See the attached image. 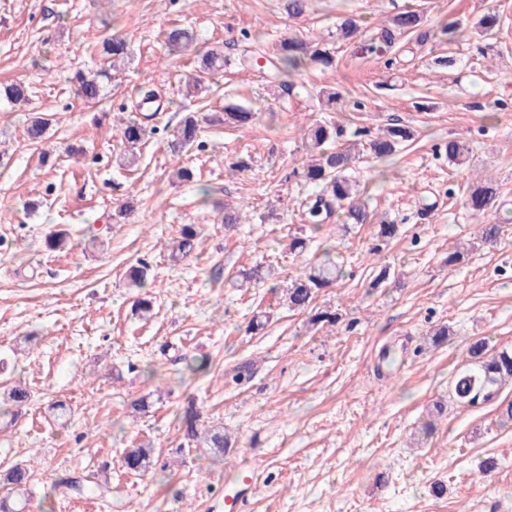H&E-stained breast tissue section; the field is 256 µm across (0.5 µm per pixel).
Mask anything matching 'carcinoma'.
<instances>
[{"label": "carcinoma", "instance_id": "1", "mask_svg": "<svg viewBox=\"0 0 512 512\" xmlns=\"http://www.w3.org/2000/svg\"><path fill=\"white\" fill-rule=\"evenodd\" d=\"M411 34L416 41L424 43L429 40V31L423 29V17L415 10H405L397 13L387 23L376 27L375 34L360 47L362 54L372 58L385 59L390 64L393 59L388 57L395 47L398 37ZM164 43L170 52H181L191 48L200 57L199 75L193 76L186 82V95L199 90L204 84V75H214L229 65V59L224 57V51L214 47H194L196 37L187 28L175 26L162 32ZM102 55L107 57L109 67L87 73L79 71L75 75V91L79 97L96 102L103 97L104 81L112 80L111 71L117 69V62L125 60L128 55L124 40L114 37L102 43ZM263 59L269 68L279 77L283 73H293L311 64L322 69L336 68L335 51L323 44L308 42L296 34L280 37L273 49L267 50L257 44L255 47L243 50L238 57V65L251 66L257 59ZM10 104H19L28 99L27 88L22 83H12L0 86V99ZM316 98L322 112L336 111V105L342 94L335 88H323L316 92ZM256 113L244 107L228 104L224 106L223 115L216 121L227 125L244 127L251 124ZM48 120L35 116L26 128L27 138L32 143L45 140L48 131ZM346 130L343 125L332 121L317 119L307 129L309 156L301 163V177L312 186L313 192L301 202L302 215L311 230L326 223L331 216L343 214L344 224H367L371 222L370 214L356 178L352 175L355 163L364 153L374 159L384 160L401 149L414 137V130L401 123L387 126L379 136L361 145L345 138ZM147 127L139 119L127 121L120 129V140L126 145L124 164L132 166L138 161L135 148L145 140ZM199 136V124L195 115L188 113L181 121L174 140L171 142L172 153L177 154L195 145ZM448 162L458 164L469 153L466 143L459 138H450L444 144ZM499 198L497 185L492 182H472L468 184L462 205L474 216L483 214L495 205ZM399 233V225L385 220H378L376 240L379 244L371 251H380V244L387 242ZM198 236L196 228L186 225L181 230L180 239L173 243L175 253L187 254L194 248ZM345 276L344 269L330 254V248H325L322 256L313 261H306L300 271L280 285L273 281L274 269L257 264L239 273L235 280L237 287L249 288L257 284L270 283V288H283L288 308L294 311H306L312 307L320 290L329 287ZM470 358L478 365V370L462 373L454 386L459 403L473 406L479 402H487L496 397L501 386L512 380V351L502 350L489 353L483 341H475L468 348ZM200 413L194 400L190 399L180 409V423L184 441L179 452L185 449H200L202 453L210 452L217 457L231 447L228 437L224 436L222 427L217 426L207 431H200L198 421ZM154 465L153 449L143 445L124 449L122 456L123 468L132 474L142 475ZM30 467L22 462L13 463L0 469V484L13 490L25 491L31 480ZM101 484L95 477L65 476L55 481L52 490L64 495H94L100 493Z\"/></svg>", "mask_w": 512, "mask_h": 512}]
</instances>
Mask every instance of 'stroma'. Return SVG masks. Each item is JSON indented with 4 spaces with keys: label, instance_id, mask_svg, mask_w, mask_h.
<instances>
[{
    "label": "stroma",
    "instance_id": "35a3bbf8",
    "mask_svg": "<svg viewBox=\"0 0 512 512\" xmlns=\"http://www.w3.org/2000/svg\"><path fill=\"white\" fill-rule=\"evenodd\" d=\"M285 2L0 0V84L28 88L25 103L0 108V404L17 383L31 394L16 426L0 430V464L30 466L27 512H226L225 492L244 489L250 473L258 489L245 512H512V424L499 407L512 385L474 407L452 394L471 341L512 348V223L482 245L477 219L448 196L482 179L512 203V0H311L297 18ZM408 7L434 38H401L391 68L363 56L376 24ZM345 13L361 24L348 42L336 37ZM487 13L502 26L474 35L472 21ZM453 21L463 35L452 42L441 30ZM174 25L233 60L249 41L269 46L287 33L329 42L337 67L304 69L281 89L267 70L233 64L189 97L183 85L197 57L168 52L161 33ZM114 36L131 61L99 103H86L71 78L103 67L101 43ZM442 57L451 65L439 66ZM328 85L342 94L334 117L347 139L395 121L415 132L394 161L360 165L372 218L400 227L376 254L373 223L345 232L331 222L314 234L301 219L309 187L291 170L307 153L305 128L321 116L313 93ZM146 91L161 110L138 162L124 167L119 130ZM228 103L259 117L246 127L215 122ZM189 112L201 143L177 158L170 144ZM38 114L50 126L34 144L25 129ZM451 137L471 148L463 166L438 151ZM240 159L248 169L236 168ZM178 163L192 179L174 177ZM228 205L244 218L230 234ZM186 224L200 232L195 248L172 254ZM57 232L64 244L49 247ZM294 235L308 238L312 258L334 246L350 272L314 303L339 313L337 324L310 325V312L289 310L281 292L231 283L258 263L282 281L298 271ZM458 249L464 261L449 265ZM142 260L154 277L139 288L127 271ZM384 265L390 285L368 291ZM141 298L152 300V318L133 312ZM259 312L268 323L244 333ZM442 327L447 340L432 344ZM202 355L208 373L185 375L187 359ZM245 362L252 378L235 385ZM146 393L150 412L132 416L130 401ZM188 398L200 427L230 436L219 459L179 452L174 412ZM58 400L71 409L61 425L48 412ZM437 402L446 411L435 419ZM430 420L434 430L423 433ZM140 444L153 447L154 466L127 473L122 452ZM489 457L496 469L480 474ZM104 464L111 502L51 494L58 474ZM437 481L444 497L432 492Z\"/></svg>",
    "mask_w": 512,
    "mask_h": 512
}]
</instances>
